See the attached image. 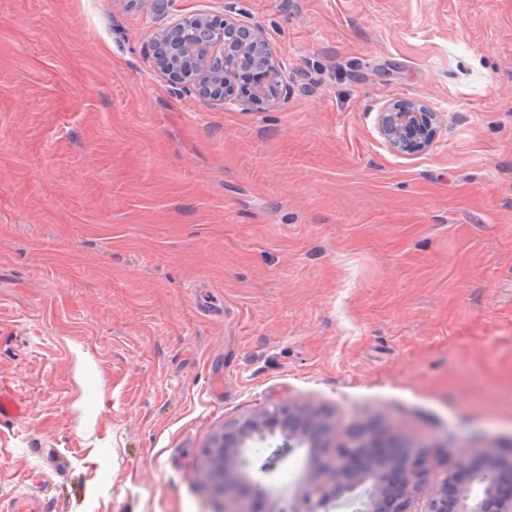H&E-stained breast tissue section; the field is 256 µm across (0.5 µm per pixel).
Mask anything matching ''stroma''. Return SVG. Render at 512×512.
Returning <instances> with one entry per match:
<instances>
[{
    "mask_svg": "<svg viewBox=\"0 0 512 512\" xmlns=\"http://www.w3.org/2000/svg\"><path fill=\"white\" fill-rule=\"evenodd\" d=\"M261 28L278 99L156 67L183 17ZM438 116L424 152L378 115ZM0 501L221 512L204 448L293 404L335 429L245 497L289 512L352 426L512 457V0H0ZM436 114L415 103L386 107L379 113L380 134L397 153L414 154L426 150L436 135ZM27 417V408L11 391L0 387V421L22 424Z\"/></svg>",
    "mask_w": 512,
    "mask_h": 512,
    "instance_id": "obj_1",
    "label": "stroma"
}]
</instances>
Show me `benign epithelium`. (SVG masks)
Here are the masks:
<instances>
[{
    "instance_id": "7a95c632",
    "label": "benign epithelium",
    "mask_w": 512,
    "mask_h": 512,
    "mask_svg": "<svg viewBox=\"0 0 512 512\" xmlns=\"http://www.w3.org/2000/svg\"><path fill=\"white\" fill-rule=\"evenodd\" d=\"M158 65L162 70L182 69L185 87L199 97L222 104L234 100L235 85L245 72L259 74L251 92L254 100L274 97L282 87L281 70L261 30L232 19L216 24L206 17H185L167 33L154 39ZM239 57L241 68L224 70V59ZM380 134L397 153L426 150L436 135V114L415 103L386 107L379 113ZM333 425L327 416L297 405L281 406L249 419L224 433L205 450L210 462L211 491L226 503L225 512H244L239 497L238 470L250 466L246 451L251 442L264 441L280 433L284 443L263 465L273 472L284 454L307 448L310 454L324 446ZM333 464L335 478L329 482L301 486L294 499L303 508L292 512H320L344 495L366 488L364 512H411L421 482L431 466L424 451H411L399 439H387L379 430L364 424L353 426ZM512 467V459L488 458L486 466L468 472V482L448 488L447 476L429 503L428 512H512V498L503 500L494 481L497 471Z\"/></svg>"
}]
</instances>
